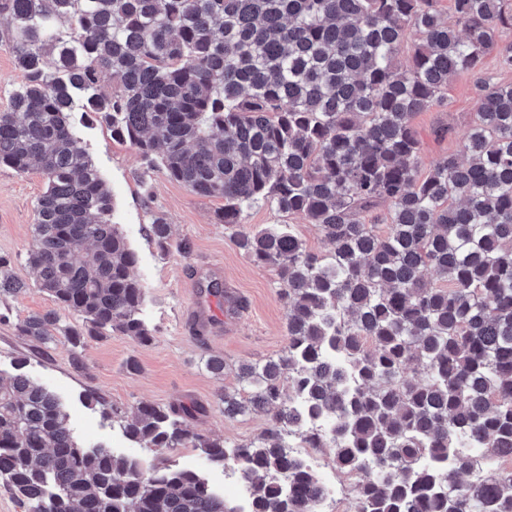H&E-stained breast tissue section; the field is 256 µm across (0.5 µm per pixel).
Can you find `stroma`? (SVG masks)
Here are the masks:
<instances>
[{
	"instance_id": "obj_1",
	"label": "stroma",
	"mask_w": 512,
	"mask_h": 512,
	"mask_svg": "<svg viewBox=\"0 0 512 512\" xmlns=\"http://www.w3.org/2000/svg\"><path fill=\"white\" fill-rule=\"evenodd\" d=\"M476 82L469 73L452 77L447 106L415 116L424 163L460 151L480 105ZM79 134L112 194L113 220L138 254L133 273L147 290L144 317L154 339L141 345L117 332L91 338L81 364L76 365L64 337L43 343L19 334L20 321L54 307L52 297L37 288L36 274L26 263L35 207L45 183L40 171L18 174L1 167L0 255L11 258L15 276L29 288L6 302L8 319L0 323V371L12 373L14 363L24 360L25 373L61 398L84 446L104 444L145 464L162 457L179 467L203 470L226 503L236 504L238 482L224 469L207 465L201 449L178 447L161 454L149 444L131 442L122 432L121 417L104 418L101 406L106 403L127 414L142 402H195L206 408L193 423L198 433L230 443L255 440L266 427L265 415L253 411L225 419L219 397L239 392V364L277 358L288 342L277 276L239 250L231 229L217 223L223 199L197 196L159 173L143 181L145 164L138 151L114 140L104 124L85 121ZM155 212L165 215L173 241H189L187 255L166 254L156 247L148 232ZM245 223L252 227L289 223L310 250L332 249L304 218L288 217L267 206L251 210ZM209 278L237 289L241 307L218 306L203 288ZM213 357L223 359V373L209 369ZM131 361L137 363V370H128Z\"/></svg>"
}]
</instances>
